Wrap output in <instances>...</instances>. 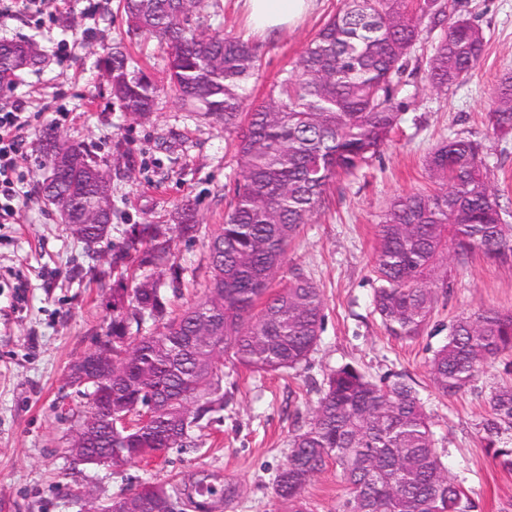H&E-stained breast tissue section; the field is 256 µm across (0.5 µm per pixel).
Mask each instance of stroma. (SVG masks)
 <instances>
[{
	"mask_svg": "<svg viewBox=\"0 0 512 512\" xmlns=\"http://www.w3.org/2000/svg\"><path fill=\"white\" fill-rule=\"evenodd\" d=\"M38 2V12L17 10L0 18V41L35 42L45 59L0 97V112L20 101L29 116L17 221L0 224V512H79L76 491L98 505L146 482L203 477L219 487L237 485L226 512H277L274 479L290 436L315 407L323 380L347 363L375 381L399 375L413 383L433 422L437 449L477 512H512V474L496 465L476 429L489 390L512 383V359L496 360L451 398L438 394L427 367L450 320L464 312L512 310V268L480 253L463 267L444 261L440 272L451 287L439 297L430 328L412 340L389 336L372 306L381 215L394 196L432 189L425 159L442 141L459 135L482 143L503 219L512 224V138L493 135L487 119L501 77L512 73V0H449L485 35L475 70L445 91L430 85L425 68L404 77L391 142L331 186L329 207L315 213L289 246L286 271L274 288L293 269L317 284L325 303L321 339L307 362L273 374L225 368L224 409L195 445L112 469L71 463V415L85 400L66 383L70 364L93 351L106 331L116 282L156 271L137 254L111 269V246L132 225L176 223L182 203L193 202L198 234L171 243L188 286L169 300L178 310L204 298L209 237L234 194L236 134L182 104L168 86V47L129 31L120 0ZM341 5L317 0L312 13L276 38L252 34L237 0H205L191 23L258 46L259 69L244 103L249 110L266 99L281 71L295 64ZM117 44L131 68L150 73L159 86L147 116L123 112L111 96L100 61ZM48 128L111 165L110 245L99 253L71 234L41 193L45 171L38 144ZM343 493L330 466L312 478L304 496L312 512H336Z\"/></svg>",
	"mask_w": 512,
	"mask_h": 512,
	"instance_id": "1",
	"label": "stroma"
}]
</instances>
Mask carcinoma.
Returning <instances> with one entry per match:
<instances>
[{
  "mask_svg": "<svg viewBox=\"0 0 512 512\" xmlns=\"http://www.w3.org/2000/svg\"><path fill=\"white\" fill-rule=\"evenodd\" d=\"M201 0H124L129 27L154 35L170 49L169 81L186 105L224 120V129L246 123L235 143V195L209 240L211 277L205 298L179 313L168 310L161 285L143 280L112 289V337L117 374L100 380L112 397V412L154 419L112 427L99 421L92 445L118 461L144 459L183 448L193 428L224 410V366L270 374L296 369L320 341L324 299L320 288L298 271L271 291L286 262L288 245L301 226L328 202L338 177L363 164L390 142L400 115L395 86L412 64L424 32L440 29L428 61L432 87L446 90L466 78L485 48L480 28L456 17L441 0H343L318 29L291 69L272 85L267 99L243 113L244 91L258 69L256 46L191 25ZM0 47V92L13 88L22 72L14 51ZM111 94L123 111L144 115L157 93L146 73L130 71L118 46L102 58ZM494 134H512V74L497 88L490 113ZM437 188L393 198L379 224L373 268L374 311L388 335L414 339L427 328L444 259L459 266L479 250L490 261L512 266V225L503 222L498 189L480 145L456 136L442 142L426 162ZM99 174L81 164L55 186V208L63 199L95 192ZM191 240L198 233L195 209L183 204L178 223L135 224L112 246L118 266L131 252L167 272V286L183 284V268L172 261L170 234ZM151 319L157 331L142 334ZM512 355V312L489 309L462 314L448 325L434 351L430 379L444 396H455L485 367ZM487 415L478 424L495 463L512 471V385L492 389ZM339 472L345 495L336 512H474L475 502L452 479L435 446L432 423L418 390L402 377L372 381L345 364L326 379L308 422L289 440V452L274 481V498L288 512H308L304 491L328 465ZM148 484L133 500L147 512H199L205 500L231 505L236 486L217 489L203 481L189 485Z\"/></svg>",
  "mask_w": 512,
  "mask_h": 512,
  "instance_id": "obj_1",
  "label": "carcinoma"
}]
</instances>
